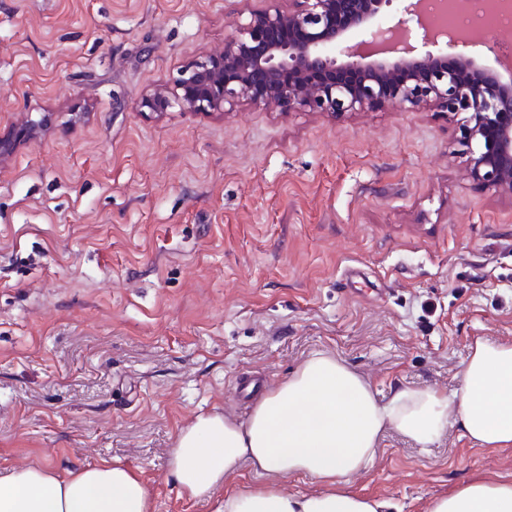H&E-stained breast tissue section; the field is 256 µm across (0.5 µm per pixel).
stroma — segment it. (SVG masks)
Masks as SVG:
<instances>
[{"instance_id": "obj_1", "label": "stroma", "mask_w": 512, "mask_h": 512, "mask_svg": "<svg viewBox=\"0 0 512 512\" xmlns=\"http://www.w3.org/2000/svg\"><path fill=\"white\" fill-rule=\"evenodd\" d=\"M296 0H0V474L118 459L154 512H213L169 471L238 381L316 351L453 391L475 339L512 343V194L473 181L434 104L348 112H144L233 21ZM32 133L13 135L21 111ZM512 448L457 422L387 432L355 491L425 512Z\"/></svg>"}]
</instances>
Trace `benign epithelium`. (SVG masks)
I'll list each match as a JSON object with an SVG mask.
<instances>
[{
  "label": "benign epithelium",
  "mask_w": 512,
  "mask_h": 512,
  "mask_svg": "<svg viewBox=\"0 0 512 512\" xmlns=\"http://www.w3.org/2000/svg\"><path fill=\"white\" fill-rule=\"evenodd\" d=\"M297 2L234 21L224 47L143 97L141 110L212 112L247 101L341 115L434 102L460 117L473 180L512 193V67L490 68L452 37L449 53L417 50L409 36L425 28L420 0H407L388 28L380 16L392 0Z\"/></svg>",
  "instance_id": "benign-epithelium-1"
}]
</instances>
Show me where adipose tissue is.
Masks as SVG:
<instances>
[{"label": "adipose tissue", "mask_w": 512, "mask_h": 512, "mask_svg": "<svg viewBox=\"0 0 512 512\" xmlns=\"http://www.w3.org/2000/svg\"><path fill=\"white\" fill-rule=\"evenodd\" d=\"M452 418L477 447H512V344L476 340L454 393L401 388L384 403L342 360L314 352L260 396L247 420L202 413L181 428L171 473L187 497L214 499V512H390L389 501L353 492L352 477L372 464L385 432L426 446ZM245 463L260 482L224 490ZM299 474L317 490L286 492L282 479ZM0 512H152V503L140 472L105 461L0 476ZM427 512H512V473L472 479Z\"/></svg>", "instance_id": "ef3b65f1"}]
</instances>
